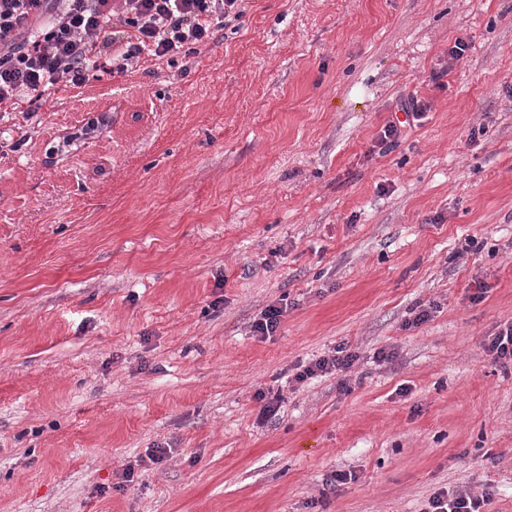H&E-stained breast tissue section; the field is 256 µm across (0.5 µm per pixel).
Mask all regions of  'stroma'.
Returning a JSON list of instances; mask_svg holds the SVG:
<instances>
[{
	"label": "stroma",
	"instance_id": "stroma-1",
	"mask_svg": "<svg viewBox=\"0 0 512 512\" xmlns=\"http://www.w3.org/2000/svg\"><path fill=\"white\" fill-rule=\"evenodd\" d=\"M0 131V512H512V0H247ZM428 106L423 101L418 100L415 96H410L407 100L404 99L398 105V110L404 112L407 119L401 121L398 117L396 119L388 120L379 130L377 135V144L384 146V149L395 146L398 143V139L401 136L402 128L410 120V117L416 121L424 118ZM287 312V302L267 305L254 319L251 325L252 335L263 339L273 336ZM484 349L493 363L506 367L512 363V324L500 329L484 343ZM357 360L358 355L348 351L345 347L334 348L327 355L305 366L302 371H298L294 376V380L298 383H303L307 379H312L319 375L336 373L337 375L344 376V379L339 381V385L342 389H347V375L343 373H347ZM492 498L488 488L480 492L468 487L441 488L429 498L425 512H485L481 509L490 505Z\"/></svg>",
	"mask_w": 512,
	"mask_h": 512
}]
</instances>
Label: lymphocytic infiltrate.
Here are the masks:
<instances>
[{
  "label": "lymphocytic infiltrate",
  "instance_id": "1",
  "mask_svg": "<svg viewBox=\"0 0 512 512\" xmlns=\"http://www.w3.org/2000/svg\"><path fill=\"white\" fill-rule=\"evenodd\" d=\"M244 0H0V112H32L142 58L200 53ZM493 494L439 489L428 512H482Z\"/></svg>",
  "mask_w": 512,
  "mask_h": 512
}]
</instances>
